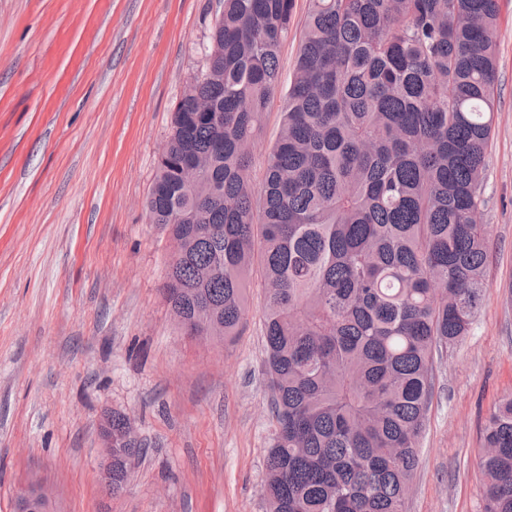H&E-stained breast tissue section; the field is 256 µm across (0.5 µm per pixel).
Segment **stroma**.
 <instances>
[{
	"label": "stroma",
	"mask_w": 512,
	"mask_h": 512,
	"mask_svg": "<svg viewBox=\"0 0 512 512\" xmlns=\"http://www.w3.org/2000/svg\"><path fill=\"white\" fill-rule=\"evenodd\" d=\"M223 6L0 0V512L36 484L49 512H266L261 278L238 336H185L161 291L169 235L144 210ZM495 42L488 286L470 334L434 354L405 512H483V429L512 395V0ZM115 411L141 454L110 496L100 427Z\"/></svg>",
	"instance_id": "35a3bbf8"
}]
</instances>
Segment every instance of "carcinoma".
<instances>
[{"mask_svg": "<svg viewBox=\"0 0 512 512\" xmlns=\"http://www.w3.org/2000/svg\"><path fill=\"white\" fill-rule=\"evenodd\" d=\"M294 0H224L175 104L146 200L180 248L172 315L239 334L265 290L277 423L267 512H404L433 391L487 288L481 211L500 0H309L261 184L249 167L279 89ZM195 164V183L182 170ZM112 441V492L140 444ZM484 512H512V396L485 427Z\"/></svg>", "mask_w": 512, "mask_h": 512, "instance_id": "1", "label": "carcinoma"}]
</instances>
